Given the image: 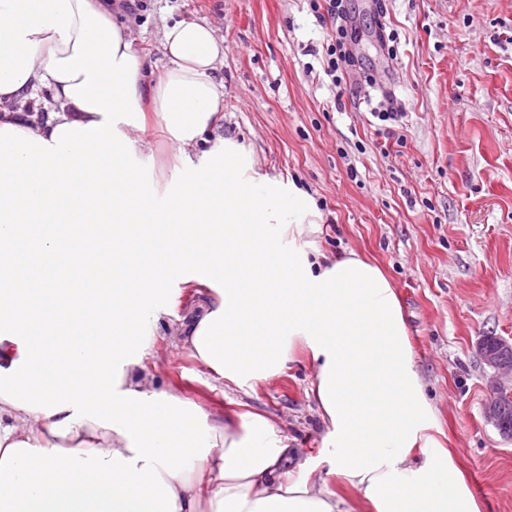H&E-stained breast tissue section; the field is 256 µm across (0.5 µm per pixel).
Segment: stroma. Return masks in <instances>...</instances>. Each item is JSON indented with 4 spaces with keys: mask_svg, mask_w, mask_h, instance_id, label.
Returning <instances> with one entry per match:
<instances>
[{
    "mask_svg": "<svg viewBox=\"0 0 512 512\" xmlns=\"http://www.w3.org/2000/svg\"><path fill=\"white\" fill-rule=\"evenodd\" d=\"M357 66L333 85L315 56L331 20L306 0H144L126 14L153 72L164 26L208 21L224 39L225 136L258 173L292 179L323 215L326 254L355 252L390 279L416 368L481 512H512V441L483 417L491 369L480 337L512 338V0H348ZM394 33L383 50L379 27ZM397 113L381 122L375 111ZM157 389L201 406L265 414L309 463L327 450L298 354L281 375L215 388L159 328Z\"/></svg>",
    "mask_w": 512,
    "mask_h": 512,
    "instance_id": "35a3bbf8",
    "label": "stroma"
}]
</instances>
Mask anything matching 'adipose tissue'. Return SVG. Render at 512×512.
<instances>
[{
	"label": "adipose tissue",
	"instance_id": "ef3b65f1",
	"mask_svg": "<svg viewBox=\"0 0 512 512\" xmlns=\"http://www.w3.org/2000/svg\"><path fill=\"white\" fill-rule=\"evenodd\" d=\"M112 0H0V512H480L415 368L395 290L356 253L295 247L315 200L219 136L224 44L164 27L146 62ZM48 89L44 117L25 111ZM180 186L147 177V118ZM67 254H60V247ZM216 381L279 375L306 350L333 449L323 470L267 417L224 424L148 380L171 306Z\"/></svg>",
	"mask_w": 512,
	"mask_h": 512
}]
</instances>
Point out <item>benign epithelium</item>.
<instances>
[{
    "label": "benign epithelium",
    "mask_w": 512,
    "mask_h": 512,
    "mask_svg": "<svg viewBox=\"0 0 512 512\" xmlns=\"http://www.w3.org/2000/svg\"><path fill=\"white\" fill-rule=\"evenodd\" d=\"M476 351L483 362L492 370L493 396L485 405L484 418L493 425L500 434L512 439V429L505 426L502 420L499 401L512 399V340L502 336L495 337V345L481 337L476 343Z\"/></svg>",
    "instance_id": "7a95c632"
}]
</instances>
